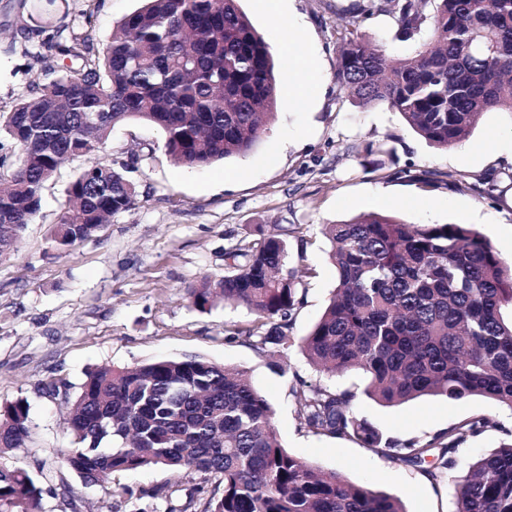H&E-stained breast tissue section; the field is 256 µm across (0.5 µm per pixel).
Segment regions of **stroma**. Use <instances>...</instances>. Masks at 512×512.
<instances>
[{
  "mask_svg": "<svg viewBox=\"0 0 512 512\" xmlns=\"http://www.w3.org/2000/svg\"><path fill=\"white\" fill-rule=\"evenodd\" d=\"M38 0H0V111H8L34 85L52 79V59L41 58V38L29 23L62 28L91 21L97 42L139 0H56L35 13ZM357 0H239L241 9L276 47L277 33L300 20L299 51L317 62L320 87L307 108L297 109L280 88L269 130L255 153L201 169L175 165L159 132L131 121L115 128L107 145L64 163L46 184L41 209L27 224L14 253L0 259V404L25 399L35 426L17 457L42 472L51 495L44 512H136V497L153 488L187 487L186 477L162 468L116 476V490L85 484L57 457L71 445L63 397L43 390L50 381L78 390L88 369L133 366L155 358L200 354L249 371L274 410L281 444L298 457L350 482L399 497L406 512H454L455 478L498 448L512 431V409L484 397H421L386 406L364 393L359 370L328 376L316 372L299 347L285 370L272 368L267 352L246 338L228 339L229 328L251 323L242 306L193 308L187 289L224 274V253L256 239L258 230L288 242L289 262L300 272L302 304L291 334L301 338L318 321L336 287L323 228L365 212L411 224H468L506 263H512V112L485 113L465 141L441 151L415 134L402 116L379 106L355 107L336 83L345 19ZM362 35L396 58H407L431 37L429 26L404 36L394 13L367 20ZM376 153H367V146ZM139 162L129 177L137 204L113 216L91 238L57 250L51 231L67 206L66 188L87 160ZM461 175L460 185L448 177ZM351 391L359 418L386 438L425 442L459 422L487 416L494 424L471 437L456 466L441 478L365 448L346 436L316 434L299 415L303 390Z\"/></svg>",
  "mask_w": 512,
  "mask_h": 512,
  "instance_id": "1",
  "label": "stroma"
}]
</instances>
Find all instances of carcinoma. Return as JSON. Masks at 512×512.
Wrapping results in <instances>:
<instances>
[{"instance_id":"1","label":"carcinoma","mask_w":512,"mask_h":512,"mask_svg":"<svg viewBox=\"0 0 512 512\" xmlns=\"http://www.w3.org/2000/svg\"><path fill=\"white\" fill-rule=\"evenodd\" d=\"M359 0L346 20L336 83L367 110L400 113L430 145L464 140L487 112H512V0ZM404 33L429 23L432 41L393 60L359 35L381 12ZM57 58L54 79L0 112V136L18 148L0 171V257L17 248L41 207L44 185L68 159L105 145L115 127H158L174 164L187 168L249 155L274 115L280 66L239 0H142L98 46L92 30L41 26ZM124 162L91 161L66 192L72 207L52 235L59 250L93 236L137 203ZM337 285L320 320L299 340L327 374L362 370L364 394L386 405L422 396H482L512 409V269L468 224H408L359 215L328 224ZM227 272L187 289L206 311L216 301L245 306L253 324L230 330L282 357L292 312L302 303L288 268V243L275 233L224 253ZM355 394L321 388L300 398L316 434L349 436L429 477L455 464L459 446L490 426L472 418L425 443L383 436L354 414ZM274 411L243 368L190 354L133 368L89 371L70 400L73 446L59 463L102 487L118 473L166 468L189 477L186 501L171 487L147 496L165 512H405L401 501L348 482L291 454ZM31 433L27 401L0 406V512H43L40 476L12 451ZM458 479L455 512H512V432Z\"/></svg>"}]
</instances>
